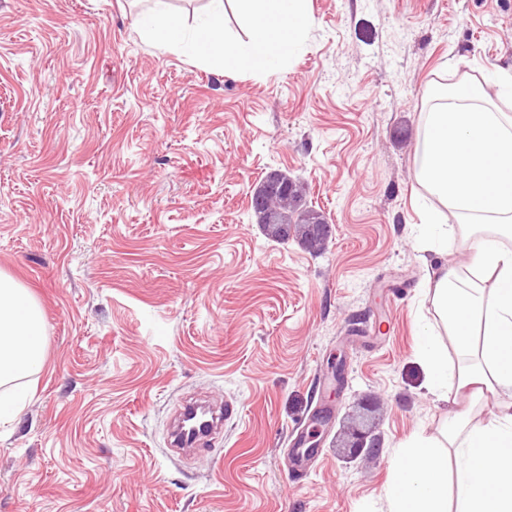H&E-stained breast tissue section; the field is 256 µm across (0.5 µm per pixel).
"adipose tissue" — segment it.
I'll return each mask as SVG.
<instances>
[{
	"label": "adipose tissue",
	"mask_w": 512,
	"mask_h": 512,
	"mask_svg": "<svg viewBox=\"0 0 512 512\" xmlns=\"http://www.w3.org/2000/svg\"><path fill=\"white\" fill-rule=\"evenodd\" d=\"M229 9L246 23L242 37L225 28ZM309 13L310 0H208L189 39L167 0H153L142 22L162 47L271 75L298 48ZM433 97L415 179L434 205L419 237L428 252L454 246L468 261L438 266L423 284L435 318L420 329L415 355L450 408L440 437L413 435L394 458L389 512H512V113L466 80ZM45 359L38 301L0 270L1 424L21 411V382Z\"/></svg>",
	"instance_id": "1"
}]
</instances>
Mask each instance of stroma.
Wrapping results in <instances>:
<instances>
[{
  "mask_svg": "<svg viewBox=\"0 0 512 512\" xmlns=\"http://www.w3.org/2000/svg\"><path fill=\"white\" fill-rule=\"evenodd\" d=\"M149 6L0 0V270L47 337L0 425V512H388L400 444L445 410L413 350L422 114L512 73V0H311L272 75L159 47ZM274 169L331 224L323 251L252 222ZM197 394L236 412L183 457L170 420ZM358 422L378 456L349 459Z\"/></svg>",
  "mask_w": 512,
  "mask_h": 512,
  "instance_id": "35a3bbf8",
  "label": "stroma"
}]
</instances>
